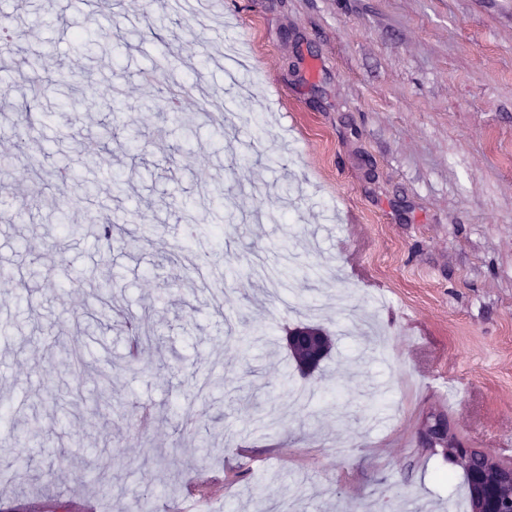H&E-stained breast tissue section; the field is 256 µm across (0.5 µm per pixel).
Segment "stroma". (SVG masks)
Instances as JSON below:
<instances>
[{
  "instance_id": "stroma-1",
  "label": "stroma",
  "mask_w": 512,
  "mask_h": 512,
  "mask_svg": "<svg viewBox=\"0 0 512 512\" xmlns=\"http://www.w3.org/2000/svg\"><path fill=\"white\" fill-rule=\"evenodd\" d=\"M1 17L0 512H161L191 484L233 512H448L467 490L420 441L433 412L512 458V0H0ZM255 258L293 272L270 284ZM105 270L112 331L64 371L50 348ZM125 317L150 327L137 362ZM304 324L333 339L307 378L286 346ZM23 414L50 441L25 482Z\"/></svg>"
}]
</instances>
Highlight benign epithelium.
<instances>
[{
    "mask_svg": "<svg viewBox=\"0 0 512 512\" xmlns=\"http://www.w3.org/2000/svg\"><path fill=\"white\" fill-rule=\"evenodd\" d=\"M288 349L306 354L298 367L312 373L331 346L326 334L314 327H297L287 336ZM423 443L440 447L455 465L469 476L471 512H512V460L501 459L489 451L470 447L452 429L448 419L434 413L425 422Z\"/></svg>",
    "mask_w": 512,
    "mask_h": 512,
    "instance_id": "1",
    "label": "benign epithelium"
}]
</instances>
